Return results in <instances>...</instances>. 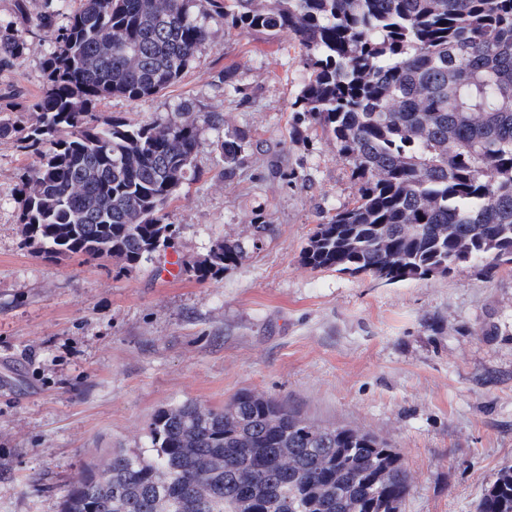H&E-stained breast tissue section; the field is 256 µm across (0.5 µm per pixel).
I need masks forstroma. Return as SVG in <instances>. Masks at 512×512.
Here are the masks:
<instances>
[{
  "label": "stroma",
  "instance_id": "obj_1",
  "mask_svg": "<svg viewBox=\"0 0 512 512\" xmlns=\"http://www.w3.org/2000/svg\"><path fill=\"white\" fill-rule=\"evenodd\" d=\"M183 78L101 119L165 123L186 104L201 125L197 181L167 209L182 262L256 224L273 234L242 264L200 282L157 261L54 258L24 243L16 189L36 161L0 139V512H60L113 449L148 454L161 409H220L251 391L320 426L361 429L401 455V512H477L512 466V265L382 284L303 266L316 224L357 193L332 141L291 108L310 71L288 34L209 22ZM49 34L0 66V117L34 124ZM253 141L235 177L216 144Z\"/></svg>",
  "mask_w": 512,
  "mask_h": 512
}]
</instances>
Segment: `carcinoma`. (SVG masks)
I'll return each mask as SVG.
<instances>
[{
  "label": "carcinoma",
  "mask_w": 512,
  "mask_h": 512,
  "mask_svg": "<svg viewBox=\"0 0 512 512\" xmlns=\"http://www.w3.org/2000/svg\"><path fill=\"white\" fill-rule=\"evenodd\" d=\"M63 18L43 62L44 91L27 101L37 123L0 119V138L38 156L17 188L27 245L115 259L132 270L174 247L168 205L196 177L199 123L186 109L164 124L99 123L112 97L136 101L181 79L207 39L205 21L287 33L311 75L292 107L349 165L354 201L316 225L300 260L313 269L394 284L444 276L471 262L512 264V0H50ZM40 21L0 28V54L18 59ZM248 135L217 147L235 174ZM273 231L254 225L186 272L199 281L243 263ZM151 454L112 453V476L90 471L61 512H153L154 473L181 505L203 480L198 512H400L411 483L400 454L376 435L311 431L271 397L245 392L224 409H162ZM293 449V464L279 449ZM222 470L203 473V458ZM479 512H512V467L490 483Z\"/></svg>",
  "instance_id": "obj_1"
}]
</instances>
